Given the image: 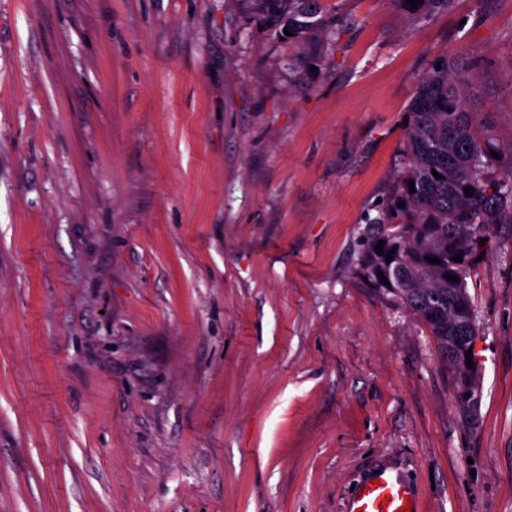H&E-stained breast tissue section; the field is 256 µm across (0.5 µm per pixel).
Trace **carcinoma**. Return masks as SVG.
<instances>
[{"instance_id":"carcinoma-1","label":"carcinoma","mask_w":512,"mask_h":512,"mask_svg":"<svg viewBox=\"0 0 512 512\" xmlns=\"http://www.w3.org/2000/svg\"><path fill=\"white\" fill-rule=\"evenodd\" d=\"M237 2L243 14L293 45L288 68L300 77L324 62L329 43L322 37L328 26L322 0ZM392 2L418 22L448 12L456 0H423L414 9L407 0ZM470 68L460 57L438 56L415 86L406 111L402 169L362 233L355 265L370 287L392 294L426 324L453 375L456 401L467 409L475 403L476 380L457 356L461 347H473L477 316L466 276L478 256L491 250L492 227L512 224V144L499 143L490 115L471 111ZM466 187L472 192L465 193ZM380 240L381 251L375 249ZM458 254L460 262L453 260ZM447 273L457 280H447ZM382 276L389 284L380 282Z\"/></svg>"}]
</instances>
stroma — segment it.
Wrapping results in <instances>:
<instances>
[{"instance_id":"stroma-1","label":"stroma","mask_w":512,"mask_h":512,"mask_svg":"<svg viewBox=\"0 0 512 512\" xmlns=\"http://www.w3.org/2000/svg\"><path fill=\"white\" fill-rule=\"evenodd\" d=\"M342 28L298 80L236 0H0V512H512V224L466 277L477 403L354 271L430 60L512 142V0ZM371 480H377V486ZM365 487H368L367 492H364ZM386 495H389L388 501H385ZM407 502H412L411 512H422L420 496L410 484L398 475L379 471L357 486L348 512H405Z\"/></svg>"}]
</instances>
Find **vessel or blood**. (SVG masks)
<instances>
[{"instance_id": "obj_1", "label": "vessel or blood", "mask_w": 512, "mask_h": 512, "mask_svg": "<svg viewBox=\"0 0 512 512\" xmlns=\"http://www.w3.org/2000/svg\"><path fill=\"white\" fill-rule=\"evenodd\" d=\"M373 478L374 485L355 489L349 512H401L405 507L410 508L411 512H421L419 495L399 476L379 471L374 473Z\"/></svg>"}]
</instances>
